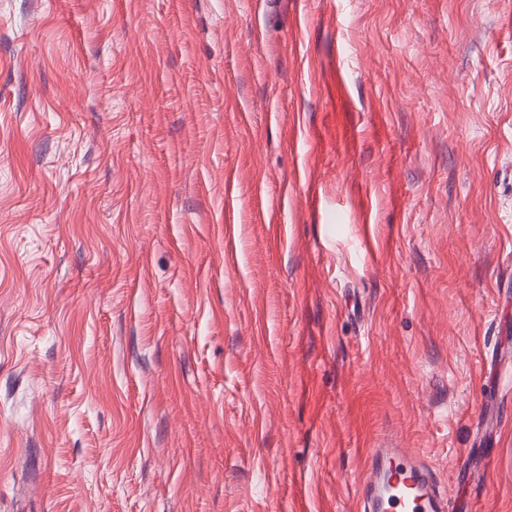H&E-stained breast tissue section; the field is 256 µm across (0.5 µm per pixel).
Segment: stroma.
<instances>
[{
    "label": "stroma",
    "mask_w": 512,
    "mask_h": 512,
    "mask_svg": "<svg viewBox=\"0 0 512 512\" xmlns=\"http://www.w3.org/2000/svg\"><path fill=\"white\" fill-rule=\"evenodd\" d=\"M375 448L512 512V0H0V512H355Z\"/></svg>",
    "instance_id": "1"
}]
</instances>
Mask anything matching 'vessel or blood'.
Masks as SVG:
<instances>
[{
    "mask_svg": "<svg viewBox=\"0 0 512 512\" xmlns=\"http://www.w3.org/2000/svg\"><path fill=\"white\" fill-rule=\"evenodd\" d=\"M355 497L363 512H451L434 473L403 448H378L366 461Z\"/></svg>",
    "mask_w": 512,
    "mask_h": 512,
    "instance_id": "obj_1",
    "label": "vessel or blood"
}]
</instances>
